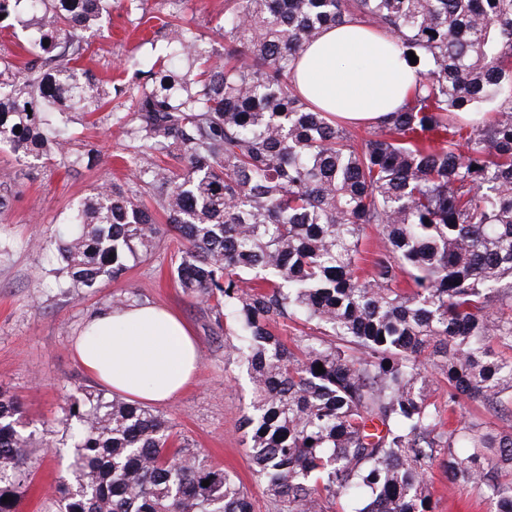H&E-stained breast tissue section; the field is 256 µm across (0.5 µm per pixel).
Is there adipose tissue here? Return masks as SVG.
Listing matches in <instances>:
<instances>
[{
	"label": "adipose tissue",
	"instance_id": "adipose-tissue-1",
	"mask_svg": "<svg viewBox=\"0 0 512 512\" xmlns=\"http://www.w3.org/2000/svg\"><path fill=\"white\" fill-rule=\"evenodd\" d=\"M415 83V70L400 52L356 22L322 30L297 60L299 92L350 124H374L400 109ZM74 352L103 386L139 402L173 398L198 367L189 327L154 304L98 311L75 340Z\"/></svg>",
	"mask_w": 512,
	"mask_h": 512
}]
</instances>
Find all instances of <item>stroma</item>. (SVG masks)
I'll list each match as a JSON object with an SVG mask.
<instances>
[{"mask_svg": "<svg viewBox=\"0 0 512 512\" xmlns=\"http://www.w3.org/2000/svg\"><path fill=\"white\" fill-rule=\"evenodd\" d=\"M225 0H112L104 18L109 33L86 34L87 57L94 73L112 88V101L86 119L74 115L72 152L88 156L82 167L20 161L0 147V181L8 184V208L0 216V389L19 399L34 444L26 465L30 476L21 488L17 512H51L55 489L66 473L67 401L101 393L73 354L85 322L113 297L167 306L191 327L199 355L197 378L175 398L155 404L178 441L188 444L234 475L250 492L255 512H274L251 464L239 422L251 399L246 371L225 350L224 328L205 304L187 295L171 271L181 243L167 234L147 257L117 281L91 292H69L52 274L57 241L72 208L110 182L129 184L145 204L153 199L143 184L132 182L120 162L130 141L114 125L113 113L127 112L131 98L146 82L147 61L166 52L159 30L179 13L197 32L223 48L220 26ZM434 512H491L492 503L463 481H449L433 463L426 482Z\"/></svg>", "mask_w": 512, "mask_h": 512, "instance_id": "35a3bbf8", "label": "stroma"}]
</instances>
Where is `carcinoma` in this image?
<instances>
[{"mask_svg": "<svg viewBox=\"0 0 512 512\" xmlns=\"http://www.w3.org/2000/svg\"><path fill=\"white\" fill-rule=\"evenodd\" d=\"M20 5L36 37L24 69L0 70V146L75 168L69 114L108 97L81 64L104 0H0V14ZM351 21L418 57L407 103L363 136L292 81L304 45ZM223 30L220 55L171 25L123 121L138 143L126 164L156 209L115 182L97 189L71 211L58 272L77 293L119 279L166 216L185 242L181 288L233 327L230 355L247 363L241 425L278 512H432L436 460L512 512V480L498 481L512 477V434L444 430L427 376L447 377L450 413L471 399L512 417V358L493 349H512V0H226ZM483 102L497 103L488 119L465 118ZM294 317L323 337L288 344L276 328ZM20 414L0 390V512L26 479ZM65 427L73 480L53 512H253L232 474L139 402L72 399Z\"/></svg>", "mask_w": 512, "mask_h": 512, "instance_id": "carcinoma-1", "label": "carcinoma"}]
</instances>
